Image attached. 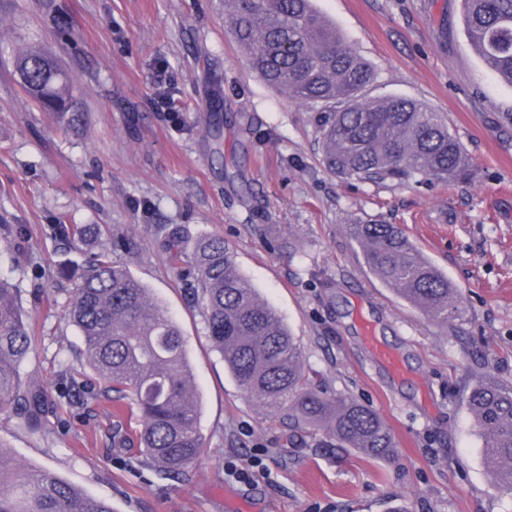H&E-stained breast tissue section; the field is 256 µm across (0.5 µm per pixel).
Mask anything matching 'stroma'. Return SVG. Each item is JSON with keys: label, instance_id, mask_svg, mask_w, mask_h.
<instances>
[{"label": "stroma", "instance_id": "obj_1", "mask_svg": "<svg viewBox=\"0 0 512 512\" xmlns=\"http://www.w3.org/2000/svg\"><path fill=\"white\" fill-rule=\"evenodd\" d=\"M377 73L365 97L440 113L471 179L408 188L344 181L322 162L316 108L252 71L224 0H0V276L36 344L25 386L44 391L37 431L0 411V447L113 512H512L465 397L491 372L512 383V86L473 49L461 0H313ZM43 42L76 86L42 111L14 68ZM224 128L215 153L210 125ZM86 224L82 243L59 222ZM397 224L458 288L446 327L364 265L357 224ZM223 237L241 273L291 329L309 379L378 412L392 460L289 425L247 396L162 246L165 227ZM179 324L205 447L180 478L115 436L65 317L75 265L103 248ZM394 353L392 374L365 337ZM246 470L248 479L237 478Z\"/></svg>", "mask_w": 512, "mask_h": 512}]
</instances>
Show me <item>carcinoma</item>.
<instances>
[{
  "mask_svg": "<svg viewBox=\"0 0 512 512\" xmlns=\"http://www.w3.org/2000/svg\"><path fill=\"white\" fill-rule=\"evenodd\" d=\"M465 29L487 66L512 84V0H462ZM225 20L252 69L291 98L320 107L323 162L338 177L361 183H445L470 175L461 142L436 112L400 97L373 101L364 89L371 65L313 0H224ZM28 70L22 89L40 106L64 111L74 86L48 51L29 40L15 57ZM82 241L89 228L57 225ZM365 264L389 288L427 317L447 324L460 313L458 290L396 224H356ZM180 226L163 246L176 275L190 281L211 346L244 392L300 426L321 428L336 443L367 458L394 448L384 419L347 395L327 396L311 386L288 327L241 274L233 251L218 236L192 245ZM65 311L84 342V355L106 391L117 394L131 424L122 441L137 446L169 476L190 469L204 448L199 406L183 334L147 288L104 251L82 265ZM35 342L16 289L0 278V410L38 427L42 394L24 387L21 368ZM467 408L495 482L512 493V384L491 374L469 390ZM0 512H112L44 469L23 468L0 447Z\"/></svg>",
  "mask_w": 512,
  "mask_h": 512,
  "instance_id": "obj_1",
  "label": "carcinoma"
}]
</instances>
